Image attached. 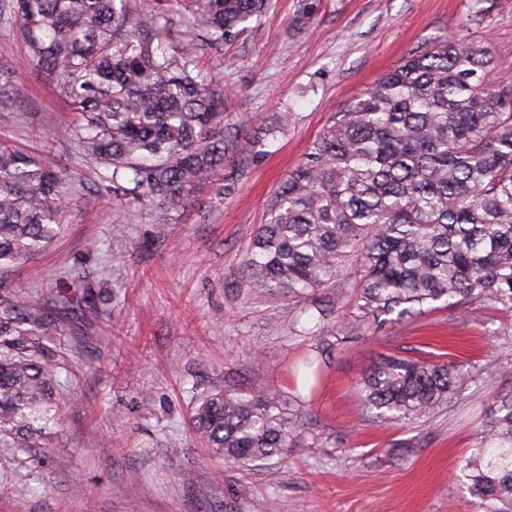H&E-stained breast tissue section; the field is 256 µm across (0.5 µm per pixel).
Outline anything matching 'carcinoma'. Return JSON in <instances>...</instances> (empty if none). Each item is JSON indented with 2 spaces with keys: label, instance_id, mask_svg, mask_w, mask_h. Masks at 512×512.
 <instances>
[{
  "label": "carcinoma",
  "instance_id": "cac0c4a2",
  "mask_svg": "<svg viewBox=\"0 0 512 512\" xmlns=\"http://www.w3.org/2000/svg\"><path fill=\"white\" fill-rule=\"evenodd\" d=\"M220 48L268 0H0L33 67L70 98L67 128L94 164L96 196L140 205L159 223L235 155L226 90L195 51L171 42L173 15ZM485 48L465 35L415 52L336 112L282 180L246 258L249 283L288 294L289 310L317 311L310 334L345 308L319 292L350 279L361 326L398 324L442 302L512 313V82L495 78ZM69 214L61 167L39 149L0 142V447L40 462L57 420L61 369L46 341L58 327L6 286ZM329 346L305 361L322 373ZM478 375L445 361L382 355L358 394L373 420L416 421ZM303 410L275 391L226 386L198 400L193 419L209 447L246 465L304 446ZM485 512H512V389L501 394L463 467Z\"/></svg>",
  "mask_w": 512,
  "mask_h": 512
}]
</instances>
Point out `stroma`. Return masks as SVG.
<instances>
[{
	"mask_svg": "<svg viewBox=\"0 0 512 512\" xmlns=\"http://www.w3.org/2000/svg\"><path fill=\"white\" fill-rule=\"evenodd\" d=\"M459 32L512 80V0H269L220 51L176 26L227 89L224 121L249 163L229 198L216 200L217 175L171 223L134 206L117 235L112 202L89 193L94 170L68 136V100L0 22V64L24 88L0 91V141L44 148L73 192L59 235L10 277L55 318L49 344L68 384L47 463L22 477L0 448V512H484L462 468L495 396L512 388V315L440 308L369 331L336 327L310 390L299 366L322 338L294 327L287 296L250 287L245 265L277 187L332 115L408 54ZM70 288L109 290L108 311L56 303ZM385 353L454 361L483 378L429 420L378 422L362 416L355 386ZM491 354L494 374L483 370ZM227 384L300 397L307 447L249 467L212 454L193 406Z\"/></svg>",
	"mask_w": 512,
	"mask_h": 512,
	"instance_id": "stroma-1",
	"label": "stroma"
}]
</instances>
